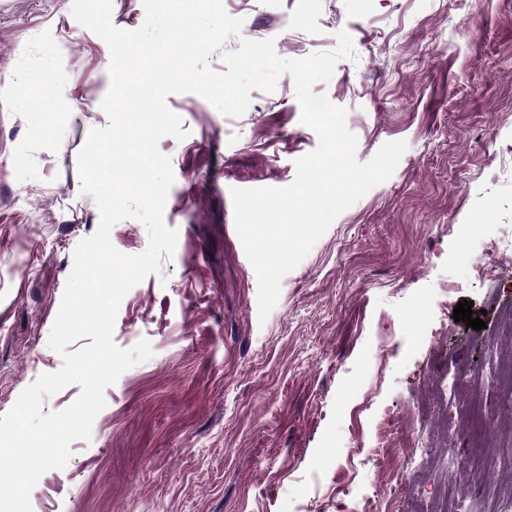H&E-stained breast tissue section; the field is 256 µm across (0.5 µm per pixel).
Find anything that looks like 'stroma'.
Masks as SVG:
<instances>
[{"instance_id": "obj_1", "label": "stroma", "mask_w": 512, "mask_h": 512, "mask_svg": "<svg viewBox=\"0 0 512 512\" xmlns=\"http://www.w3.org/2000/svg\"><path fill=\"white\" fill-rule=\"evenodd\" d=\"M241 39L283 58H354L314 85L347 111L357 159L407 149L386 182L340 214L260 319L258 280L231 188L285 187L317 146L290 75L251 91L238 118L168 96L184 140L163 137L174 183L173 257L122 299L113 338L153 357L109 386L90 439L31 492L33 512H456L457 460L494 459L471 512H512V0H222ZM72 0H0V415L63 359L48 345L79 242L100 222L77 154L106 127L107 43ZM483 255L488 277L474 271ZM484 329L453 319L458 302ZM493 421L468 431L472 402Z\"/></svg>"}]
</instances>
